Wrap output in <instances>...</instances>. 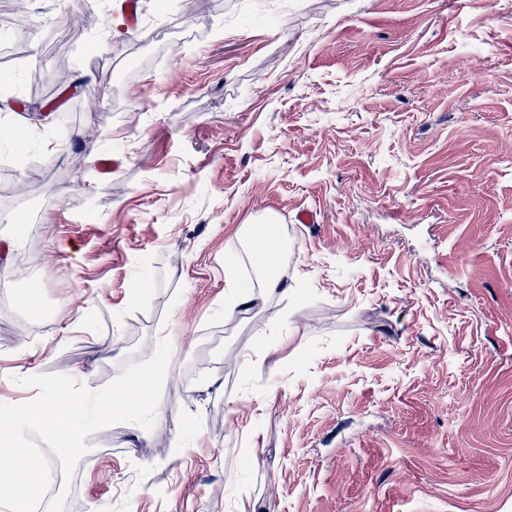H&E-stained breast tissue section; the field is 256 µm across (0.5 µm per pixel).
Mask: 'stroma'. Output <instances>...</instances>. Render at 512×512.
Segmentation results:
<instances>
[{
	"label": "stroma",
	"instance_id": "obj_1",
	"mask_svg": "<svg viewBox=\"0 0 512 512\" xmlns=\"http://www.w3.org/2000/svg\"><path fill=\"white\" fill-rule=\"evenodd\" d=\"M76 2L0 0V404L181 350L66 512H512V0Z\"/></svg>",
	"mask_w": 512,
	"mask_h": 512
}]
</instances>
